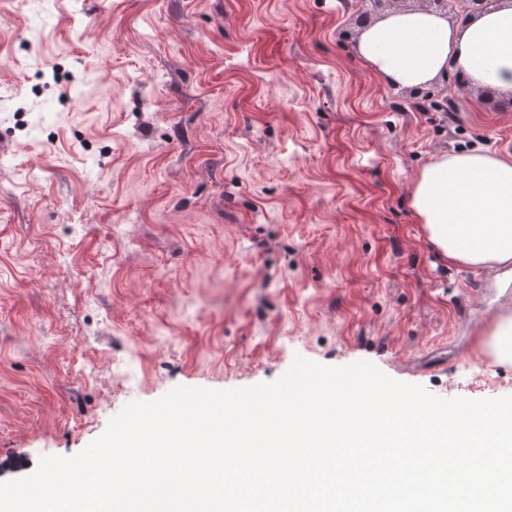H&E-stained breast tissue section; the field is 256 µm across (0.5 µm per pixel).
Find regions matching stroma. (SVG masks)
<instances>
[{
  "mask_svg": "<svg viewBox=\"0 0 512 512\" xmlns=\"http://www.w3.org/2000/svg\"><path fill=\"white\" fill-rule=\"evenodd\" d=\"M0 0V482L129 402L366 360L512 396L477 350L512 266L448 265L410 208L432 157L512 151V95L441 114L359 57L364 0Z\"/></svg>",
  "mask_w": 512,
  "mask_h": 512,
  "instance_id": "stroma-1",
  "label": "stroma"
}]
</instances>
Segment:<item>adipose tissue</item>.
<instances>
[{
  "label": "adipose tissue",
  "mask_w": 512,
  "mask_h": 512,
  "mask_svg": "<svg viewBox=\"0 0 512 512\" xmlns=\"http://www.w3.org/2000/svg\"><path fill=\"white\" fill-rule=\"evenodd\" d=\"M358 51L398 87L429 84L452 65L475 85L512 93V0H492L460 27L423 10L394 11L361 32ZM411 206L449 265H512V152L435 157L413 179Z\"/></svg>",
  "instance_id": "ef3b65f1"
}]
</instances>
